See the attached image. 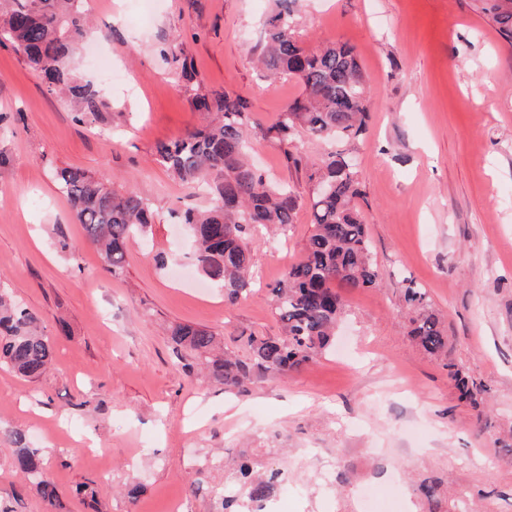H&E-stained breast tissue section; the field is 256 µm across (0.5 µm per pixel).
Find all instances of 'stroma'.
Listing matches in <instances>:
<instances>
[{
  "label": "stroma",
  "instance_id": "1",
  "mask_svg": "<svg viewBox=\"0 0 512 512\" xmlns=\"http://www.w3.org/2000/svg\"><path fill=\"white\" fill-rule=\"evenodd\" d=\"M88 4L93 46L137 81L126 91L76 57L77 74L111 104L98 122H76L0 46V288L41 318L53 345L39 379L0 365V512H220L212 489L225 459L246 448L288 465L276 512H426L425 479L443 481L473 512H512V45L479 0H297L305 44L350 43L369 85L354 152L380 278L345 290L328 354L244 393L209 377L167 329L208 328L243 357L248 335H281L269 290L300 259L313 214L304 200L287 233L254 235L253 290L225 304L174 217L204 206L206 189L155 160L158 142L204 121L162 50L181 28L200 85L246 100L258 168L306 197L303 175L259 132L300 93L256 66L259 23L275 2ZM68 166L152 205L149 240L130 243L118 275L105 272L57 190L53 173ZM408 279L444 322L447 359L407 334ZM449 359L481 389L487 423L460 401ZM16 429L52 470L56 505L17 472Z\"/></svg>",
  "mask_w": 512,
  "mask_h": 512
}]
</instances>
